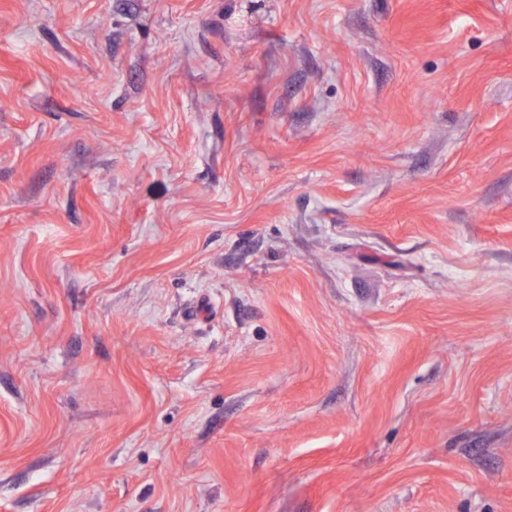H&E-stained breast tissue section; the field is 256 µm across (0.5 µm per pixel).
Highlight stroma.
<instances>
[{
    "mask_svg": "<svg viewBox=\"0 0 512 512\" xmlns=\"http://www.w3.org/2000/svg\"><path fill=\"white\" fill-rule=\"evenodd\" d=\"M0 512H512V0H0Z\"/></svg>",
    "mask_w": 512,
    "mask_h": 512,
    "instance_id": "1",
    "label": "stroma"
}]
</instances>
